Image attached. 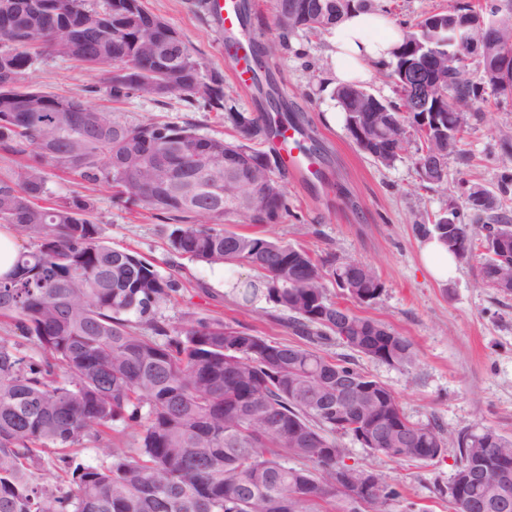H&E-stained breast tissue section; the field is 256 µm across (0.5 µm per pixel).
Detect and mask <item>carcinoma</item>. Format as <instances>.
Wrapping results in <instances>:
<instances>
[{
    "instance_id": "cac0c4a2",
    "label": "carcinoma",
    "mask_w": 512,
    "mask_h": 512,
    "mask_svg": "<svg viewBox=\"0 0 512 512\" xmlns=\"http://www.w3.org/2000/svg\"><path fill=\"white\" fill-rule=\"evenodd\" d=\"M14 0L7 49L10 67L0 69V152L27 160L0 170V224L12 226L29 241L20 251L16 271L0 278V318L10 321L37 349L29 355L17 344L0 340V512H323L333 497L343 512H389L398 496L383 476L346 462L337 437L360 440L371 425H398L411 435L397 451L389 442L369 446L400 462L428 463L446 452L445 431L411 421L394 392L363 372L351 357L332 359L311 347L288 345L241 331L220 319L189 318L180 328L156 318L158 309L180 288L174 276L161 274L138 254L112 246L95 217L93 192L113 191L116 203L173 221L170 249L209 264L247 265L257 272L261 289L245 288L247 300L262 292L276 309L290 314L292 326L310 341L336 340L349 350L387 363L415 362L412 343L381 322L339 308L327 297L326 280L349 299L372 305L382 283L371 267L358 261L320 258L309 251L259 235L224 228V219L276 224L288 214L286 189L274 174L270 155L260 144L274 129L263 116L240 112L229 104L224 78L209 75L212 86L188 96L173 85L158 92L167 64L152 57V41L167 37L170 26L140 33L151 16L144 6L127 32L114 36L73 30ZM65 13L107 12L87 0H56ZM367 0H272L279 45L300 32L325 31ZM512 38V0H485L474 21ZM429 17L408 26L391 57L382 64L397 83L404 64L401 50L415 45L446 63L449 82L435 91L440 102L437 124L423 127L422 113L396 87L398 100L375 96L361 84L339 86L335 97L348 131L376 123L390 137L355 140L361 151L390 167L405 151V124L414 129L415 164L422 182L445 183L448 156L465 160L459 133L466 124L463 108L482 97L483 87L470 76L476 63L487 73L492 63L471 49L477 25L451 30L428 27ZM51 46L62 57L90 69H108L112 99L132 96L174 97L187 106L224 113L233 139L199 134L192 125L143 121L130 123L79 97L25 89L18 82L39 49ZM136 61L121 72L118 63ZM69 111L64 112L62 108ZM202 144L220 157L202 182H223L226 174L248 162L255 165V187L269 186L265 209H241L232 201L204 192L188 198L178 186L146 187L153 174L140 155L158 160L175 156L174 146ZM124 162L125 176L112 173V160ZM74 177L81 190L51 200V171ZM512 195V173L492 192L464 186L465 208L484 221L481 239L482 280L497 290L501 269L512 277V219L499 211L500 197ZM437 238L458 261L473 249L469 225L459 210L419 225ZM147 326L152 335L140 332ZM373 389L377 399L363 413L321 404L336 401V374ZM122 425L135 432V446L114 448L110 460L84 465L68 450L100 429ZM512 459V439L490 428L453 436L456 471L440 494L453 512H474L485 504L497 512L498 478L494 456L478 464L484 442ZM54 449L69 489L35 483L30 469L40 453ZM298 462L288 465V460ZM482 467V483L470 481ZM372 484L365 489L360 475Z\"/></svg>"
}]
</instances>
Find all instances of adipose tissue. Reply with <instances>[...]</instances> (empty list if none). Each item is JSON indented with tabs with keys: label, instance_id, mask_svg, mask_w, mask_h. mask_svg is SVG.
<instances>
[{
	"label": "adipose tissue",
	"instance_id": "1",
	"mask_svg": "<svg viewBox=\"0 0 512 512\" xmlns=\"http://www.w3.org/2000/svg\"><path fill=\"white\" fill-rule=\"evenodd\" d=\"M327 52L334 61L332 75L339 84L367 78L372 65L389 59L397 39L388 18L379 12H350L326 32Z\"/></svg>",
	"mask_w": 512,
	"mask_h": 512
}]
</instances>
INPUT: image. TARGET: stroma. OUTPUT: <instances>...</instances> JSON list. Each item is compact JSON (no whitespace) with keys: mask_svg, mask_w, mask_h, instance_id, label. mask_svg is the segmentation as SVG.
I'll return each instance as SVG.
<instances>
[{"mask_svg":"<svg viewBox=\"0 0 512 512\" xmlns=\"http://www.w3.org/2000/svg\"><path fill=\"white\" fill-rule=\"evenodd\" d=\"M142 3L180 33L207 71L223 75L224 90L239 111L262 113L271 97L288 106L320 170L306 186L285 175L290 214L281 223L255 225L236 218L232 230L287 242L317 256L331 253L370 265L383 284L375 304L349 302L332 283L327 294L331 301L349 305L358 315L406 336L417 360L394 367L360 355L359 368L388 386L413 422L436 423L455 432L489 427L512 438V295L483 282L482 256L477 252L458 263L454 277L433 279L421 264L422 239L415 232L422 219L460 204L458 182L492 190L503 172L512 171V157L502 155L497 146L500 138L512 137V97L488 89L482 103L468 108L461 141L468 159L449 157L446 186L429 189L420 180L413 150L386 167L351 139L332 97V60L324 35L301 34L287 48L275 49L260 85L247 87L235 80L218 21L203 0ZM21 84L82 98L131 122H189L203 135H231L222 114L186 107L175 98L158 103L133 97L113 103L105 71H90L49 47ZM95 206L107 241L137 252L180 281V291L158 310V320L180 327L191 315L218 318L276 342L306 345V338L264 297L245 302L235 296V288L255 277L249 267L210 266L173 253L170 223L145 210L115 205L108 188H98ZM341 444L348 450L349 464L374 469L398 491L391 512H452L438 490L453 478L456 448L419 464L371 454L349 437Z\"/></svg>","mask_w":512,"mask_h":512,"instance_id":"stroma-1","label":"stroma"}]
</instances>
